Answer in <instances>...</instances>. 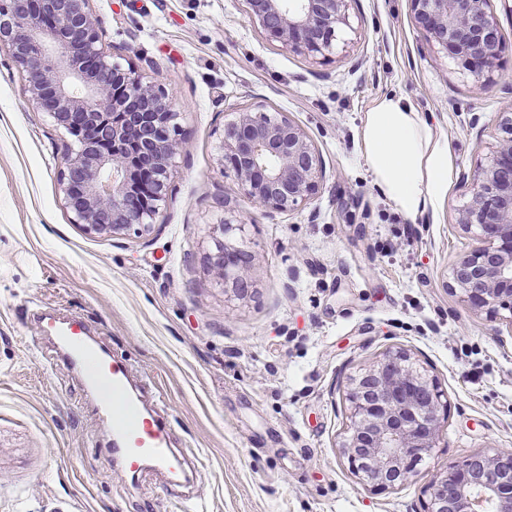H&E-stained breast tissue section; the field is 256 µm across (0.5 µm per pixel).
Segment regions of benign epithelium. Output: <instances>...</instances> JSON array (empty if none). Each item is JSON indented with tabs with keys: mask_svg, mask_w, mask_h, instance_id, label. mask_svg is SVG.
<instances>
[{
	"mask_svg": "<svg viewBox=\"0 0 512 512\" xmlns=\"http://www.w3.org/2000/svg\"><path fill=\"white\" fill-rule=\"evenodd\" d=\"M90 0H0V46L27 75L36 106L75 138L61 181L75 222L98 233L133 226L149 231L170 186L178 150L172 101L135 70L112 62ZM250 22L289 50L329 60L336 29L349 22L351 0H246ZM429 40L461 60L484 89L499 66L501 35L487 0H411ZM487 162L462 178L469 200L459 224L480 245L461 255L452 280L461 303L512 326V111L501 112ZM224 166L237 191L277 212L316 193L323 163L288 115L236 112L224 122ZM208 264L239 300L248 295L250 253L242 224L224 210ZM427 371L389 352L350 379L351 428L343 448L361 484L376 490L408 480L414 463L440 442L448 404ZM423 512H512V449L475 453L439 468L424 487Z\"/></svg>",
	"mask_w": 512,
	"mask_h": 512,
	"instance_id": "obj_1",
	"label": "benign epithelium"
}]
</instances>
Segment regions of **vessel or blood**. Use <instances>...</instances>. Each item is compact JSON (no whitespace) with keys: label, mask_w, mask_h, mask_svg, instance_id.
Wrapping results in <instances>:
<instances>
[{"label":"vessel or blood","mask_w":512,"mask_h":512,"mask_svg":"<svg viewBox=\"0 0 512 512\" xmlns=\"http://www.w3.org/2000/svg\"><path fill=\"white\" fill-rule=\"evenodd\" d=\"M39 328L42 335L55 340L57 359L76 369L87 390L97 396L98 412L111 417L107 459L119 462L133 480L148 468L165 471L176 482L186 480L170 424L141 402L140 394L149 390V383L133 386L126 360L112 356L96 343L82 321L45 317L40 319Z\"/></svg>","instance_id":"b4317fda"}]
</instances>
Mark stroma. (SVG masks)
Returning a JSON list of instances; mask_svg holds the SVG:
<instances>
[{
  "label": "stroma",
  "mask_w": 512,
  "mask_h": 512,
  "mask_svg": "<svg viewBox=\"0 0 512 512\" xmlns=\"http://www.w3.org/2000/svg\"><path fill=\"white\" fill-rule=\"evenodd\" d=\"M114 62L174 97L181 130L149 233H95L61 184L76 141L30 99L0 48V512H422L424 486L463 456L512 448V324L467 310L457 258L462 173L486 161L512 104V0H488L503 36L484 90L414 20L410 0H354L328 63L249 23L245 0H90ZM402 95L448 140V192L406 219L365 166L361 120ZM288 113L325 175L294 211L251 205L221 158L225 112ZM245 222L247 297L207 266L225 208ZM77 316L136 376L158 382L190 487L137 480L103 458L112 430L78 377L48 365L32 314ZM402 350L448 401L438 448L386 491L365 488L342 445L349 376Z\"/></svg>",
  "instance_id": "35a3bbf8"
}]
</instances>
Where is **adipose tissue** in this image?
Instances as JSON below:
<instances>
[{
  "label": "adipose tissue",
  "mask_w": 512,
  "mask_h": 512,
  "mask_svg": "<svg viewBox=\"0 0 512 512\" xmlns=\"http://www.w3.org/2000/svg\"><path fill=\"white\" fill-rule=\"evenodd\" d=\"M360 138L377 190L405 218L417 217L444 196L446 148L402 96H382L366 113Z\"/></svg>",
  "instance_id": "ef3b65f1"
}]
</instances>
